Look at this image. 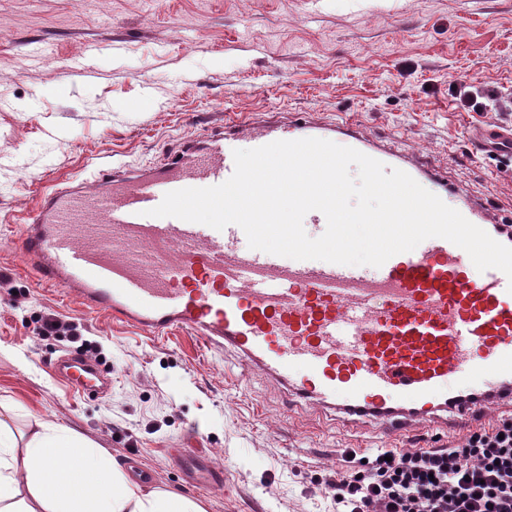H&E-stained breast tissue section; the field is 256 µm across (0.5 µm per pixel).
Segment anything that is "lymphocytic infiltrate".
Here are the masks:
<instances>
[{"instance_id": "obj_1", "label": "lymphocytic infiltrate", "mask_w": 512, "mask_h": 512, "mask_svg": "<svg viewBox=\"0 0 512 512\" xmlns=\"http://www.w3.org/2000/svg\"><path fill=\"white\" fill-rule=\"evenodd\" d=\"M467 112H512V92L457 85ZM330 487L346 512H512V416L470 431L463 445L349 453Z\"/></svg>"}]
</instances>
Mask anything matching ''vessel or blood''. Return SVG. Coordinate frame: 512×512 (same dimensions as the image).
<instances>
[{
  "label": "vessel or blood",
  "instance_id": "vessel-or-blood-1",
  "mask_svg": "<svg viewBox=\"0 0 512 512\" xmlns=\"http://www.w3.org/2000/svg\"><path fill=\"white\" fill-rule=\"evenodd\" d=\"M321 138L408 173L499 243L512 228L448 187L438 169L367 139L354 125L309 116L211 128L160 163L96 170L92 183L52 184L23 218L19 249L43 285L160 336L179 329L235 351L289 392L343 418L404 429L512 403V281L478 271L468 254L430 238L381 267L288 260L250 249L241 227L215 230L150 209L167 192L225 182L233 152ZM479 151L512 159V135L486 129ZM55 374L82 395L112 389V373L76 352Z\"/></svg>",
  "mask_w": 512,
  "mask_h": 512
}]
</instances>
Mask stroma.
Instances as JSON below:
<instances>
[{"instance_id":"obj_1","label":"stroma","mask_w":512,"mask_h":512,"mask_svg":"<svg viewBox=\"0 0 512 512\" xmlns=\"http://www.w3.org/2000/svg\"><path fill=\"white\" fill-rule=\"evenodd\" d=\"M90 42L95 78L68 74ZM475 78L512 87V0H0V398L17 426L36 415L71 427L207 512H336L326 482L349 451L459 441L442 416L393 433L344 421L186 331L157 338L87 313L37 280L17 238L47 185L156 162L228 112L352 123L510 215L512 161L476 151L472 135L512 132V116L451 98ZM50 313L101 347L110 395L54 378L51 360L73 345L36 335ZM185 448L223 469V487L187 478Z\"/></svg>"}]
</instances>
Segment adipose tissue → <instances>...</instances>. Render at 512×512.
Here are the masks:
<instances>
[{
	"mask_svg": "<svg viewBox=\"0 0 512 512\" xmlns=\"http://www.w3.org/2000/svg\"><path fill=\"white\" fill-rule=\"evenodd\" d=\"M0 512H206L188 496L131 481L111 452L36 417L17 428L0 403Z\"/></svg>",
	"mask_w": 512,
	"mask_h": 512,
	"instance_id": "adipose-tissue-1",
	"label": "adipose tissue"
}]
</instances>
